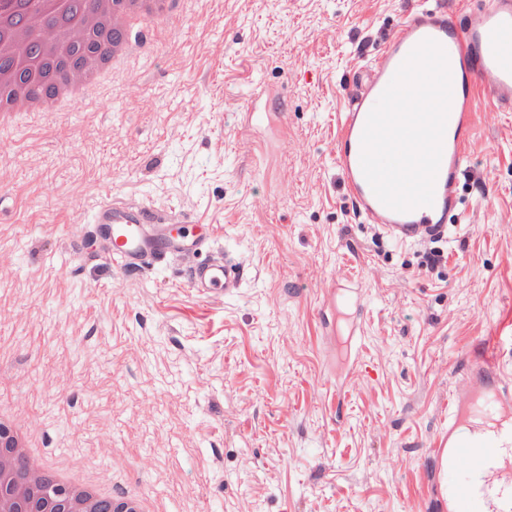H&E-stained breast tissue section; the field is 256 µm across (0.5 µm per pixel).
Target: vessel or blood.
<instances>
[{"instance_id":"1","label":"vessel or blood","mask_w":512,"mask_h":512,"mask_svg":"<svg viewBox=\"0 0 512 512\" xmlns=\"http://www.w3.org/2000/svg\"><path fill=\"white\" fill-rule=\"evenodd\" d=\"M447 54L452 99L432 205L408 212L385 206L361 168L362 135L370 111L409 53L423 40ZM493 112H512V0H484L477 8L462 0H419L381 52L357 64L346 87L336 133V167L348 197L364 222L405 243L443 237L460 205V183L468 162L480 97ZM93 220L107 257L125 268L195 252L203 237L174 233L172 219L149 208L104 196ZM244 279L240 262L191 265L187 280L203 297L237 294ZM351 279L340 269L324 285L327 308H335ZM433 492L443 512H512V373L482 348L466 371V387L448 400V429L433 448Z\"/></svg>"}]
</instances>
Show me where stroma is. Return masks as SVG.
<instances>
[{"mask_svg":"<svg viewBox=\"0 0 512 512\" xmlns=\"http://www.w3.org/2000/svg\"><path fill=\"white\" fill-rule=\"evenodd\" d=\"M172 2L92 96L0 125V402L40 463L80 461L158 512H438L448 399L512 308V112L481 99L454 226L400 245L355 213L334 157L349 70L414 0ZM259 85L286 117L247 121ZM108 192L212 225L201 256L241 262L239 292L199 297L179 256L95 257ZM340 266L362 367L332 388L321 285Z\"/></svg>","mask_w":512,"mask_h":512,"instance_id":"1","label":"stroma"}]
</instances>
